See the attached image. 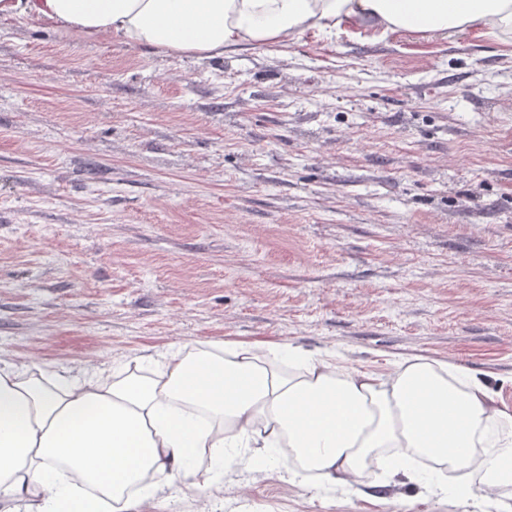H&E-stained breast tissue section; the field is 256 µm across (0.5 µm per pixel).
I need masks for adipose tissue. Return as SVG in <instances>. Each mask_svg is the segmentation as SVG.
<instances>
[{
    "mask_svg": "<svg viewBox=\"0 0 512 512\" xmlns=\"http://www.w3.org/2000/svg\"><path fill=\"white\" fill-rule=\"evenodd\" d=\"M200 59L349 25L382 38L478 31L512 45V0H0V22ZM207 452L224 471L274 455L289 480L352 486L367 469L507 512L512 411L479 377L411 356L347 370L335 354L246 343L178 348L146 374L74 375L0 359V512H127Z\"/></svg>",
    "mask_w": 512,
    "mask_h": 512,
    "instance_id": "ef3b65f1",
    "label": "adipose tissue"
}]
</instances>
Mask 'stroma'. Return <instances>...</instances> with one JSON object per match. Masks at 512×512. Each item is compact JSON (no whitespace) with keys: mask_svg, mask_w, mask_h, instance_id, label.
<instances>
[{"mask_svg":"<svg viewBox=\"0 0 512 512\" xmlns=\"http://www.w3.org/2000/svg\"><path fill=\"white\" fill-rule=\"evenodd\" d=\"M447 360L512 408V45L307 32L197 59L0 24V358L140 368L191 346ZM472 512L276 464L134 512Z\"/></svg>","mask_w":512,"mask_h":512,"instance_id":"stroma-1","label":"stroma"}]
</instances>
